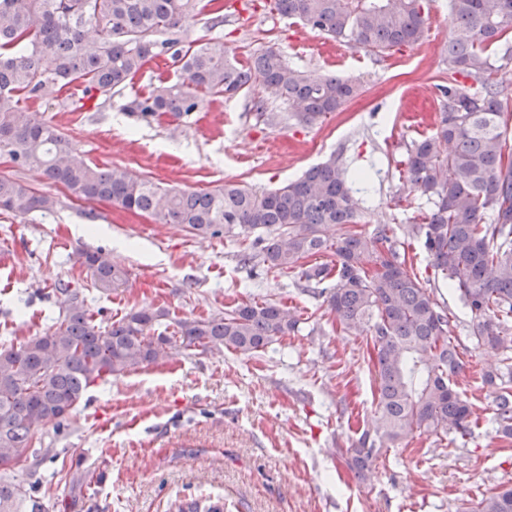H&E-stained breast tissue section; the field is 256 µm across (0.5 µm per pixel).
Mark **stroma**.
<instances>
[{"instance_id": "35a3bbf8", "label": "stroma", "mask_w": 512, "mask_h": 512, "mask_svg": "<svg viewBox=\"0 0 512 512\" xmlns=\"http://www.w3.org/2000/svg\"><path fill=\"white\" fill-rule=\"evenodd\" d=\"M427 8L426 37L385 52L319 31L310 45H296L301 22L270 13L267 0H237L220 27L194 24L191 39L223 38L239 63L272 46L308 76L333 74L362 86L341 111L311 124L298 121L291 103L271 101L256 111L258 87L207 98L180 125L144 119L124 106L149 91V70L87 112L40 99L26 106L97 165L121 166L181 190L233 182L263 191L337 156L369 175L357 195L358 230L387 224L398 231L427 210L425 197L401 188L405 159L414 139L431 134L445 104L437 86L448 78L449 0H429ZM411 87L430 105L416 127L405 117ZM0 176L59 201L50 214L0 212V258L8 261L0 267V324L7 335L33 336L53 325L54 289L68 280L84 287L97 316L153 306L200 318L255 300L286 306L300 319L295 335L259 354L179 350L164 362L97 381L66 430L41 426L36 450L51 448L58 457L35 475L17 476L24 486L50 488L66 512H175L176 502L209 497L223 500L224 512H463L494 488L512 487V438L498 434L481 379L482 371L500 367L502 355L478 346L470 312L436 279L420 242H405L406 257L448 311L461 362L456 386L479 424L463 438L415 432L383 451L362 480L340 451L372 424L374 366L365 340L337 326L323 299L302 291L297 271L241 266L242 240L204 238L107 201L71 198L4 156ZM80 224L95 226L96 234L78 235ZM98 250L128 273L125 288L108 296L92 290L79 262L80 252Z\"/></svg>"}]
</instances>
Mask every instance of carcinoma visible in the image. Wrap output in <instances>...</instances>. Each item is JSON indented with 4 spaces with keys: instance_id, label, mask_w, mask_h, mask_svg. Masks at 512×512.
I'll list each match as a JSON object with an SVG mask.
<instances>
[{
    "instance_id": "carcinoma-1",
    "label": "carcinoma",
    "mask_w": 512,
    "mask_h": 512,
    "mask_svg": "<svg viewBox=\"0 0 512 512\" xmlns=\"http://www.w3.org/2000/svg\"><path fill=\"white\" fill-rule=\"evenodd\" d=\"M272 11L298 18L350 46L377 51L413 44L427 30L424 0H272ZM224 0H0V155L19 169H36L71 196L107 201L147 213L162 224H183L204 237L251 240L240 262L268 269H300L303 287L326 296L347 331L366 337L376 374L373 430L345 449L347 463L364 478L381 451L417 431L465 437L476 424L471 404L456 389L460 369L447 309L439 305L393 241L392 229L371 235L353 228L358 200L352 175L336 158L315 164L270 191L226 183L214 190H165L120 167L86 160L53 125L21 106L31 98L60 100L66 87L82 91L81 111L124 90L161 55L180 71L159 76L127 110L180 123L207 95L236 94L258 85L265 98L294 102L306 124L339 111L360 85L337 76L311 80L271 48L245 65L231 61L224 41L189 40L200 16L224 22ZM448 96L435 133L412 141L404 186L431 207L404 236L420 240L435 275L459 294L474 318L480 346L512 359V114L502 110L487 51L501 48L512 62V0H450ZM92 28L95 39L86 37ZM463 77L477 90L462 84ZM453 144L447 152L443 146ZM55 198L0 177V210L50 212ZM332 263H309L325 254ZM92 286L110 294L127 272L99 252H82ZM53 330L0 344V512H49L46 494L10 479L5 466L38 468L49 454L29 453L39 427L51 421L61 432L87 389L164 358L168 351L198 347L253 355L298 331L300 319L286 306L249 301L200 319H171L165 308H132L118 319L97 321L83 289L63 283ZM496 418L512 436V367L487 371ZM178 512H224L221 501L191 500ZM473 512H512V488L499 489Z\"/></svg>"
}]
</instances>
